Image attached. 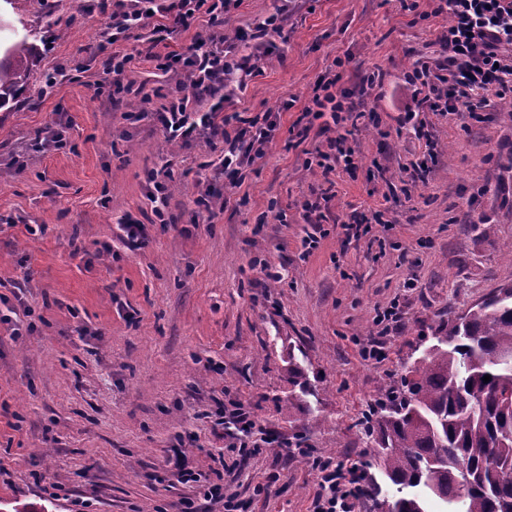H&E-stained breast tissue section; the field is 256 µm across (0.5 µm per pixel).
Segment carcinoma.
Listing matches in <instances>:
<instances>
[{
  "label": "carcinoma",
  "mask_w": 512,
  "mask_h": 512,
  "mask_svg": "<svg viewBox=\"0 0 512 512\" xmlns=\"http://www.w3.org/2000/svg\"><path fill=\"white\" fill-rule=\"evenodd\" d=\"M33 44L0 57V107L29 80ZM489 375L491 380L484 382ZM296 445L309 424L288 403ZM386 483L368 476L369 512H512V284L436 327L406 373L358 422Z\"/></svg>",
  "instance_id": "obj_1"
}]
</instances>
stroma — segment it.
Listing matches in <instances>:
<instances>
[{
    "label": "stroma",
    "mask_w": 512,
    "mask_h": 512,
    "mask_svg": "<svg viewBox=\"0 0 512 512\" xmlns=\"http://www.w3.org/2000/svg\"><path fill=\"white\" fill-rule=\"evenodd\" d=\"M0 5L17 30L51 27L30 62L18 101L0 108V295L25 283L35 332L0 324V512H174L195 484L164 477L181 450L188 468L222 480L241 512H310L314 461L371 464L354 426L400 378L424 337L512 283V122L490 97L478 118L425 113L436 153L426 182L409 169L424 139L398 122L413 108L404 81L416 61L436 66L444 17L433 0L414 11L399 0H293V16L227 118L279 115L262 158L229 183L201 162L219 150L165 140L159 127L129 124L123 107L94 86L108 82L100 47L109 37L106 0ZM344 87L380 70L382 86L360 98L378 116L349 139L358 166L339 171L316 247L301 205L323 183L297 145L293 125L320 80ZM67 144L39 152L34 138L56 121ZM175 159L169 213L149 244L129 252L119 223L152 214L147 176ZM219 192L215 216L193 223L194 200ZM380 209L384 223L347 235L343 224ZM41 225L33 235L29 226ZM111 254H101L103 244ZM279 271L273 280L260 263ZM399 305L382 333L377 316ZM377 356H369V349ZM316 386L310 402L293 370ZM315 413L304 448L286 406ZM242 405L254 420L251 455L240 458L218 423ZM237 460L224 471L222 460Z\"/></svg>",
    "instance_id": "1"
}]
</instances>
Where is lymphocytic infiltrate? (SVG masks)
I'll list each match as a JSON object with an SVG mask.
<instances>
[{"label": "lymphocytic infiltrate", "mask_w": 512, "mask_h": 512, "mask_svg": "<svg viewBox=\"0 0 512 512\" xmlns=\"http://www.w3.org/2000/svg\"><path fill=\"white\" fill-rule=\"evenodd\" d=\"M242 0H147L143 7H118L112 13L109 41L126 40L136 30L147 28L149 8H156L163 24L150 29L144 58H167L161 66L164 81L172 85L159 108H152V96L145 84L129 81L132 55H108L103 66L112 75V91L140 96L138 110L126 112L130 124L157 122L166 139L183 145L197 141L224 143L219 161L222 173L235 176L248 167L270 143L279 128L276 115L265 112L243 119L235 134L224 129V107L243 94L261 71V64L275 53L276 37L282 36L289 17L288 6L259 19L251 32L227 40L222 31L226 15L237 10ZM434 15L449 16L438 42L443 64L430 67L414 63L405 75L417 97L414 109L400 113L401 125L411 126L419 137H428L423 112L476 114L487 104L488 95L512 98V0H437ZM206 18L208 31L184 51L159 55V45L188 30L198 18ZM338 77L324 78L301 113L306 123L330 116L334 125L358 124L364 117L350 92L340 89ZM169 472L180 483H202L204 501H219L224 512H239L235 495L223 485L203 482L201 474L186 468L181 454L168 459ZM319 490L312 512H354V488L360 475L357 464L323 461L316 465Z\"/></svg>", "instance_id": "f902f5d3"}]
</instances>
